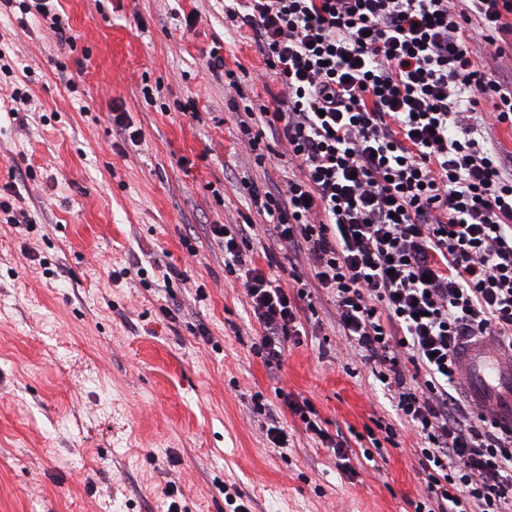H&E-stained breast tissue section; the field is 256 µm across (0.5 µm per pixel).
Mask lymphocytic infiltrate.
Wrapping results in <instances>:
<instances>
[{"label": "lymphocytic infiltrate", "mask_w": 512, "mask_h": 512, "mask_svg": "<svg viewBox=\"0 0 512 512\" xmlns=\"http://www.w3.org/2000/svg\"><path fill=\"white\" fill-rule=\"evenodd\" d=\"M246 0L243 22L283 93L245 107L240 131L264 165L263 137L297 162L283 186H251L281 254L302 255L291 288L259 267L251 224L207 230L262 329L253 350L279 366L334 299L340 331L394 395L397 423L368 432L366 461L397 427L422 441L414 512H512V427L462 400L465 338L498 337L512 355V167L475 135L481 102L512 124V83L467 50L470 25L512 35V0ZM304 430L354 475L343 432L286 400Z\"/></svg>", "instance_id": "lymphocytic-infiltrate-1"}]
</instances>
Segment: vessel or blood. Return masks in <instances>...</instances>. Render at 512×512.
Segmentation results:
<instances>
[{"label":"vessel or blood","mask_w":512,"mask_h":512,"mask_svg":"<svg viewBox=\"0 0 512 512\" xmlns=\"http://www.w3.org/2000/svg\"><path fill=\"white\" fill-rule=\"evenodd\" d=\"M456 358L463 372V390L476 404H488L496 418L512 426V358L498 340L484 336L460 345Z\"/></svg>","instance_id":"b4317fda"}]
</instances>
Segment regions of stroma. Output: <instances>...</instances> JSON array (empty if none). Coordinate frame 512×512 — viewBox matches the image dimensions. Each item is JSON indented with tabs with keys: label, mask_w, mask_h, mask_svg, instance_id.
Returning a JSON list of instances; mask_svg holds the SVG:
<instances>
[{
	"label": "stroma",
	"mask_w": 512,
	"mask_h": 512,
	"mask_svg": "<svg viewBox=\"0 0 512 512\" xmlns=\"http://www.w3.org/2000/svg\"><path fill=\"white\" fill-rule=\"evenodd\" d=\"M57 8L73 42L32 15L0 14V202L35 222L28 233L0 222V512H166L170 499L179 512H227L230 484L249 512H414V433L373 463L351 441L348 477L279 398L310 400L332 432L396 422L389 392L339 335L332 298L319 294L302 345L266 367L244 291L205 233L261 223L249 183L298 173L285 155L257 167L240 142L227 72L252 103L279 91L251 31L225 0ZM17 87L31 97L22 121L8 113ZM116 112L139 145L116 140ZM161 257L178 272L168 289L137 273ZM258 391L287 448L250 414Z\"/></svg>",
	"instance_id": "35a3bbf8"
}]
</instances>
